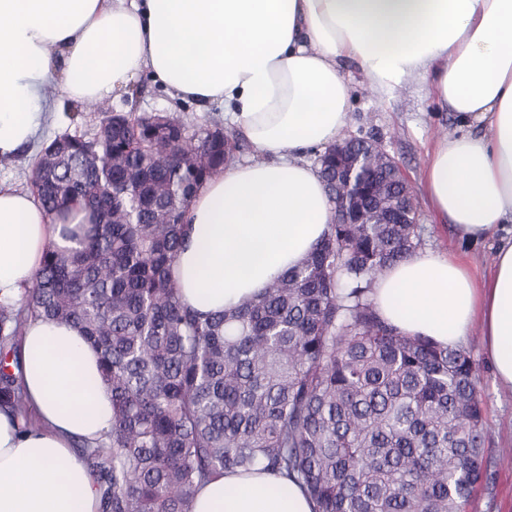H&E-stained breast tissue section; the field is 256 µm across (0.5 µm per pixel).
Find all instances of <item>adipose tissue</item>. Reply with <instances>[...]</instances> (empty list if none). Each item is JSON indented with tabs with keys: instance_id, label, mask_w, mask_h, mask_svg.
Segmentation results:
<instances>
[{
	"instance_id": "obj_1",
	"label": "adipose tissue",
	"mask_w": 512,
	"mask_h": 512,
	"mask_svg": "<svg viewBox=\"0 0 512 512\" xmlns=\"http://www.w3.org/2000/svg\"><path fill=\"white\" fill-rule=\"evenodd\" d=\"M355 62L379 93L428 78L459 132L428 152L424 192L461 238L499 236L487 275L417 252L372 284L377 313L450 348L480 328L494 377L512 391V0H0V160L35 139L45 97L95 103L149 74L178 101L223 108L254 158L198 189L173 266L183 302L222 311L257 298L318 245L335 218L310 149L339 139ZM34 195L0 182V301L32 285L62 243ZM35 424L0 413V512H98L75 441L106 440L112 398L100 355L74 325L36 318L20 339ZM268 473H226L192 512H312Z\"/></svg>"
}]
</instances>
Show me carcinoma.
Returning <instances> with one entry per match:
<instances>
[{"instance_id":"cac0c4a2","label":"carcinoma","mask_w":512,"mask_h":512,"mask_svg":"<svg viewBox=\"0 0 512 512\" xmlns=\"http://www.w3.org/2000/svg\"><path fill=\"white\" fill-rule=\"evenodd\" d=\"M101 132L54 139L30 181L48 215L88 223L51 245L20 300L0 302V411L29 424L15 346L32 318L73 323L112 391L104 443H77L99 512H192L226 472L278 474L315 512H464L487 478L480 379L464 348L382 319L372 281L416 252L419 225L331 224L256 299L205 316L171 268L199 186L237 138L194 116L129 117L99 105ZM323 181L336 145L318 155ZM391 203L399 184L356 173Z\"/></svg>"}]
</instances>
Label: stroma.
<instances>
[{
	"mask_svg": "<svg viewBox=\"0 0 512 512\" xmlns=\"http://www.w3.org/2000/svg\"><path fill=\"white\" fill-rule=\"evenodd\" d=\"M345 73L352 85V100L344 135L374 137L394 158L408 176L415 191L418 223L421 228L420 251L454 254L471 260L477 273H486L493 261L495 243L491 240L471 242L459 238L448 225L438 223L422 190L426 154L433 142L456 130L453 113L438 108L430 87L423 78L408 79L392 93L382 95L369 84L355 65ZM113 112L137 117L142 114L189 113L200 123L224 122L221 109L203 108L196 103L172 100L149 75H141L128 94L108 101ZM99 118L90 103L67 101L55 116L43 120L36 141L13 162L0 166V180L26 190L43 149L63 134L83 138L94 137ZM467 349L479 368L481 394L484 401L488 443L486 455L489 481L473 494L466 512H512V456L500 453L512 441V392L494 381L479 332H472Z\"/></svg>",
	"mask_w": 512,
	"mask_h": 512,
	"instance_id": "stroma-1",
	"label": "stroma"
}]
</instances>
